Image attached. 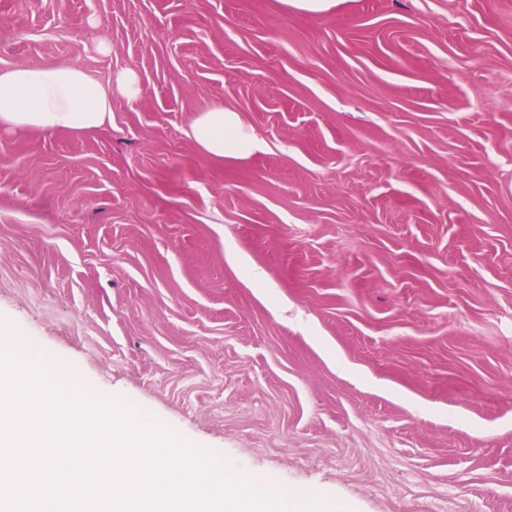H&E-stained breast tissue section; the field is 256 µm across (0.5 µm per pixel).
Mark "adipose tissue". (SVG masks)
Here are the masks:
<instances>
[{
  "mask_svg": "<svg viewBox=\"0 0 512 512\" xmlns=\"http://www.w3.org/2000/svg\"><path fill=\"white\" fill-rule=\"evenodd\" d=\"M141 93L139 74L132 68L116 72L107 90L68 62L18 66L0 72V126L46 133L90 130L105 124L112 112L113 96L134 100ZM192 129L199 146L213 156L245 157L263 146L260 136L243 123L240 114L221 104L201 112Z\"/></svg>",
  "mask_w": 512,
  "mask_h": 512,
  "instance_id": "ef3b65f1",
  "label": "adipose tissue"
}]
</instances>
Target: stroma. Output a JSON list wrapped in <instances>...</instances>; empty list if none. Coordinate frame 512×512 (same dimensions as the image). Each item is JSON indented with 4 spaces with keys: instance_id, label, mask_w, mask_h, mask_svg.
<instances>
[{
    "instance_id": "35a3bbf8",
    "label": "stroma",
    "mask_w": 512,
    "mask_h": 512,
    "mask_svg": "<svg viewBox=\"0 0 512 512\" xmlns=\"http://www.w3.org/2000/svg\"><path fill=\"white\" fill-rule=\"evenodd\" d=\"M54 61L143 93L0 127V339L344 512H512V0H0ZM282 5L295 12L318 14L336 7L338 0H278ZM192 129L199 146L213 156L245 157L263 147V140L243 123L240 114L222 104L201 112Z\"/></svg>"
}]
</instances>
